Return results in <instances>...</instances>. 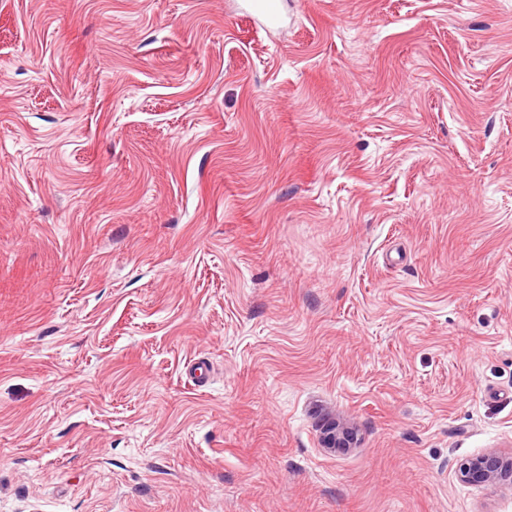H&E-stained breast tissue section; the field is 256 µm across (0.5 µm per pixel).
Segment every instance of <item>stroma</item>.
I'll return each mask as SVG.
<instances>
[{"mask_svg":"<svg viewBox=\"0 0 512 512\" xmlns=\"http://www.w3.org/2000/svg\"><path fill=\"white\" fill-rule=\"evenodd\" d=\"M489 451L512 0H0V512H512ZM243 9L267 29L277 28L282 21L280 0H245ZM321 442L328 449L357 448L358 434L356 429L346 423H332L322 434ZM460 478L474 486L507 485L512 487V458L489 452L460 464Z\"/></svg>","mask_w":512,"mask_h":512,"instance_id":"1","label":"stroma"}]
</instances>
